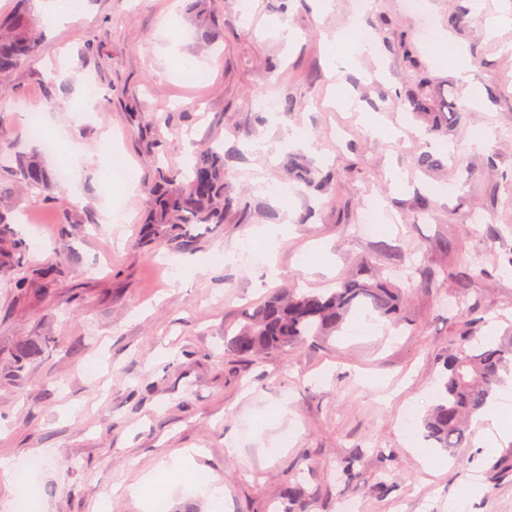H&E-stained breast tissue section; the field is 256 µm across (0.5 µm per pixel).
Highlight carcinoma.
<instances>
[{
    "label": "carcinoma",
    "mask_w": 512,
    "mask_h": 512,
    "mask_svg": "<svg viewBox=\"0 0 512 512\" xmlns=\"http://www.w3.org/2000/svg\"><path fill=\"white\" fill-rule=\"evenodd\" d=\"M24 8L0 19V75L30 63L41 45V13L37 0H21ZM429 79L418 75L411 112L430 120L427 104ZM6 100L0 96V277L11 276L25 258L29 244L15 225L12 201L19 193L46 194L58 204V223L82 224L65 200L64 189L35 153L16 148L5 120ZM226 156L221 146H211L191 155L186 167L160 166L156 180L145 187L150 203L140 248L165 246L178 252L194 250L204 227L224 224V210L233 202V186L226 181ZM286 179H297L319 188L337 179L334 169H324L300 155L283 163ZM359 305H369L381 318L398 324L403 320L404 294L391 281L377 274L352 275L319 291L281 288L252 305L234 328L224 330V354L254 358L270 351H286L309 339L335 335ZM457 322L459 348L448 355L437 380L435 400L421 418L420 428L433 447L450 453L470 444L469 428L505 384L503 374L512 371V340L482 341L476 328L481 319L475 308L460 311ZM286 512H311L314 493L298 481L284 489Z\"/></svg>",
    "instance_id": "cac0c4a2"
}]
</instances>
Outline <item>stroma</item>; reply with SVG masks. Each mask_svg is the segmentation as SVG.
Here are the masks:
<instances>
[{
	"mask_svg": "<svg viewBox=\"0 0 512 512\" xmlns=\"http://www.w3.org/2000/svg\"><path fill=\"white\" fill-rule=\"evenodd\" d=\"M333 2L321 15L312 0H290L284 11L255 0L243 17L233 0H209L223 37L208 42L184 0H86L78 21L44 27L32 63L0 76L17 102L8 123L18 149H40L27 115L47 112L89 157L64 189L92 223L60 225L54 204L19 197L29 260L0 278V456L15 466L43 459L38 512H273L296 468L319 493L316 512H340L345 499L358 512H448L470 486L465 512H512V472L493 484L485 475L512 455V438L490 448L474 427L470 448L437 451L427 467L403 439L405 411L425 414L441 361L458 346L449 302L477 305L499 339L512 337V27L487 33L512 0L478 9L420 0L412 11L405 0H371L359 15L353 0ZM278 25L296 32L292 47L269 36ZM356 25L376 40L377 57L333 77L323 35ZM448 34L468 49L482 88L476 105H466L454 63L437 65L430 50ZM404 41L433 78L430 98L448 134H426L410 114L415 73L392 50ZM261 96L294 109L259 117ZM375 115L401 137L369 135L365 119ZM292 127L315 140L312 159L338 172L325 191L287 182L282 139ZM479 128L491 135L475 150ZM258 138L279 142L276 157L248 149ZM219 140L239 153L227 171L248 209L226 211L190 253L160 246L145 256L137 243L156 166ZM107 149L132 170V191L97 177L90 157ZM423 153L437 166H418ZM395 169L402 184L391 180ZM435 185L450 187L448 198L432 196ZM369 202L385 214L374 237L357 231ZM473 211L487 223L468 224ZM265 228L278 232L269 254ZM218 253L235 259L215 261ZM478 264L485 276L470 278ZM366 265L403 290L400 327L358 308L328 339L253 359L225 355V326L273 289L326 288ZM29 341L38 349L16 368L12 353ZM232 438L236 460L225 453ZM186 448L196 481H223L225 508L193 485L161 502L125 494ZM348 459L357 471L349 484ZM378 481L387 496L372 493Z\"/></svg>",
	"mask_w": 512,
	"mask_h": 512,
	"instance_id": "35a3bbf8",
	"label": "stroma"
}]
</instances>
